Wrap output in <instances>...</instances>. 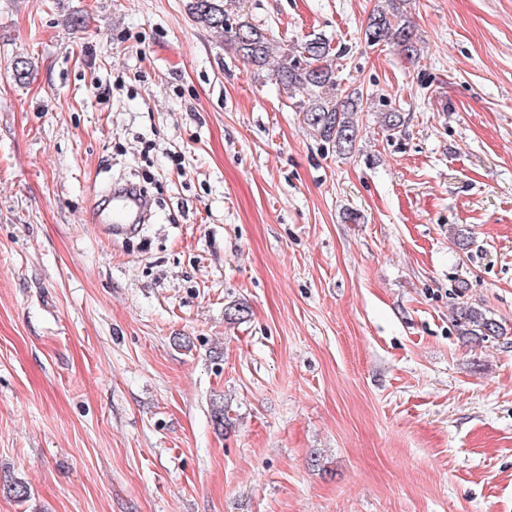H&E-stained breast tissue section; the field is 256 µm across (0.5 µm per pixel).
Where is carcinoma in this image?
Instances as JSON below:
<instances>
[{"instance_id":"obj_1","label":"carcinoma","mask_w":512,"mask_h":512,"mask_svg":"<svg viewBox=\"0 0 512 512\" xmlns=\"http://www.w3.org/2000/svg\"><path fill=\"white\" fill-rule=\"evenodd\" d=\"M195 20L209 28L224 31L237 54L257 68L274 65L273 75L282 88L297 101V112L321 140L340 152L355 149L359 133V116L363 95L358 91L343 94L336 70L330 63L331 42L321 34H311L297 49L288 50L267 36L264 29L251 21L231 17L225 0H192ZM367 44L397 46L406 56L418 54L414 30L397 15L384 9L374 11L365 30ZM385 131L400 132L402 113L390 108L381 113ZM458 335L470 343H480L502 334V327L481 310L463 305L457 313Z\"/></svg>"}]
</instances>
